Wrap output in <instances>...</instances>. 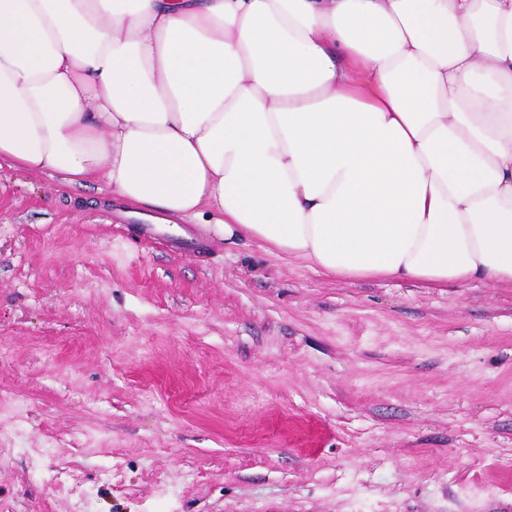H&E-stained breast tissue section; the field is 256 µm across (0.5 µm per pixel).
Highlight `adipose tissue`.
I'll return each instance as SVG.
<instances>
[{"mask_svg":"<svg viewBox=\"0 0 512 512\" xmlns=\"http://www.w3.org/2000/svg\"><path fill=\"white\" fill-rule=\"evenodd\" d=\"M346 281L512 288V0H0V161Z\"/></svg>","mask_w":512,"mask_h":512,"instance_id":"obj_1","label":"adipose tissue"}]
</instances>
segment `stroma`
<instances>
[{
    "label": "stroma",
    "mask_w": 512,
    "mask_h": 512,
    "mask_svg": "<svg viewBox=\"0 0 512 512\" xmlns=\"http://www.w3.org/2000/svg\"><path fill=\"white\" fill-rule=\"evenodd\" d=\"M174 223L0 164V512H512V288Z\"/></svg>",
    "instance_id": "obj_1"
}]
</instances>
